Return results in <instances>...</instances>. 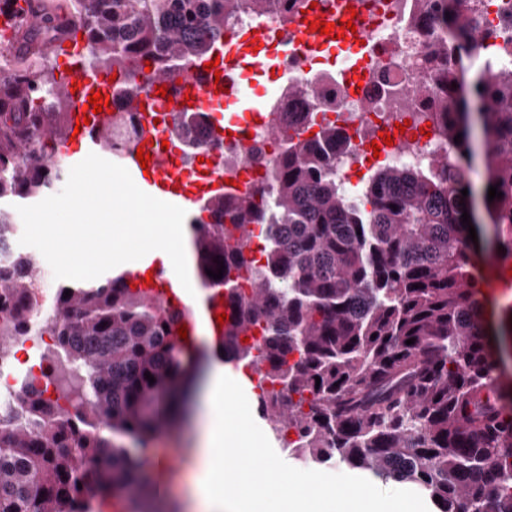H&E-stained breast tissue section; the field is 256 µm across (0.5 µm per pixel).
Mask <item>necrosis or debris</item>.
<instances>
[{"label": "necrosis or debris", "mask_w": 512, "mask_h": 512, "mask_svg": "<svg viewBox=\"0 0 512 512\" xmlns=\"http://www.w3.org/2000/svg\"><path fill=\"white\" fill-rule=\"evenodd\" d=\"M501 0H473V14L488 28L491 36L486 48L474 49L471 58L483 63L485 75L512 65V44H505L503 33L512 34V17L503 16ZM371 10L365 19L370 32L371 71L359 91L347 89L345 67L317 69L309 55L294 52L282 63L289 73L263 119L248 127L250 152L241 155L240 145L233 138H216L209 125L197 127L184 153L185 165H192L201 156L209 157L236 177H248L252 185L267 183L272 176L286 133L304 132L325 125L336 126L352 148L337 156L336 176L348 193L365 191L372 178V163L361 151L363 139L395 121L406 122L404 146L389 151L387 164L430 169L437 157L452 155L447 139L441 137L438 125L432 124L427 94H413L417 69L444 67L442 59L427 51L430 15L421 0H370ZM316 84L318 98H310L304 88ZM50 336L30 335L17 341L14 352L0 360V418L13 413L18 365L30 345L50 343Z\"/></svg>", "instance_id": "obj_1"}]
</instances>
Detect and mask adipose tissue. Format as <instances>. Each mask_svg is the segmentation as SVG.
Segmentation results:
<instances>
[{
	"label": "adipose tissue",
	"mask_w": 512,
	"mask_h": 512,
	"mask_svg": "<svg viewBox=\"0 0 512 512\" xmlns=\"http://www.w3.org/2000/svg\"><path fill=\"white\" fill-rule=\"evenodd\" d=\"M230 366L215 364L205 392L209 412L202 421L199 463L191 481L195 512H417L413 502H383L360 484L336 491L267 462L261 443L247 427V409ZM264 465L266 486L250 483L255 465Z\"/></svg>",
	"instance_id": "1"
}]
</instances>
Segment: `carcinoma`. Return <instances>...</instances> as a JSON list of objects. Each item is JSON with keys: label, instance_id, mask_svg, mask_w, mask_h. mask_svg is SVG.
<instances>
[{"label": "carcinoma", "instance_id": "carcinoma-1", "mask_svg": "<svg viewBox=\"0 0 512 512\" xmlns=\"http://www.w3.org/2000/svg\"><path fill=\"white\" fill-rule=\"evenodd\" d=\"M305 0H41L38 24L17 0H0L13 30L11 66L0 70V246L11 243L15 203L44 199L62 179L52 150L68 138L69 99L48 62L80 32L91 67L125 80L126 111H137L154 78L172 77L224 41V19L240 12L282 14ZM435 36L432 52L463 61L488 31L472 20L470 0H424ZM150 72H145V67ZM457 87H452V84ZM419 84L442 90L432 108L448 110L463 90L456 66L423 70ZM51 87V101L40 98ZM486 145L483 195L501 259L512 258V71L473 85ZM473 127L453 112L448 139ZM340 142L333 126L317 140L288 137L267 209L254 187L210 197L195 224L201 281L222 286L234 308L218 354L251 371L258 412L281 447L313 464L339 461L385 479L411 482L437 512H512V387L500 382L503 347L493 348L479 318V290L467 269L473 246L463 212L473 194L460 166L448 182L418 170L379 169L365 198L347 197L336 165L322 151ZM265 230L264 262L247 245ZM223 261V276L214 258ZM33 259L11 252L0 262V339L16 341L37 317ZM70 296H65V291ZM175 316L126 276L59 289L46 324L66 360L60 372L79 381L67 417L59 401L21 384L17 411L0 420V512H89L119 496L143 468L121 445L147 442L193 362L172 331ZM249 338L245 343L242 338ZM414 339L411 345L406 344ZM155 379L151 383L144 373Z\"/></svg>", "mask_w": 512, "mask_h": 512}]
</instances>
